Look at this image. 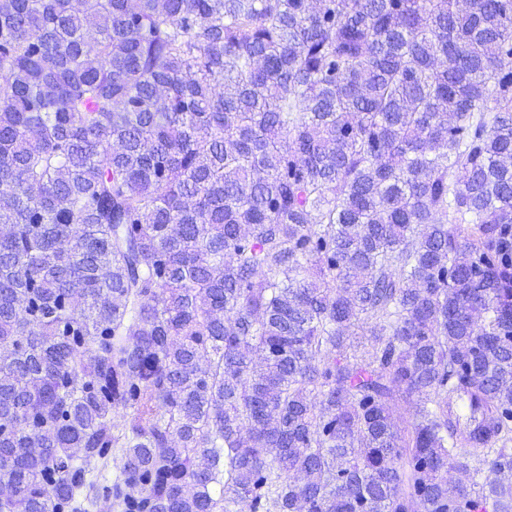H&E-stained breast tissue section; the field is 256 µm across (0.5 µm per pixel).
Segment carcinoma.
I'll return each mask as SVG.
<instances>
[{
    "mask_svg": "<svg viewBox=\"0 0 512 512\" xmlns=\"http://www.w3.org/2000/svg\"><path fill=\"white\" fill-rule=\"evenodd\" d=\"M1 224L0 512H512V0H0Z\"/></svg>",
    "mask_w": 512,
    "mask_h": 512,
    "instance_id": "carcinoma-1",
    "label": "carcinoma"
}]
</instances>
